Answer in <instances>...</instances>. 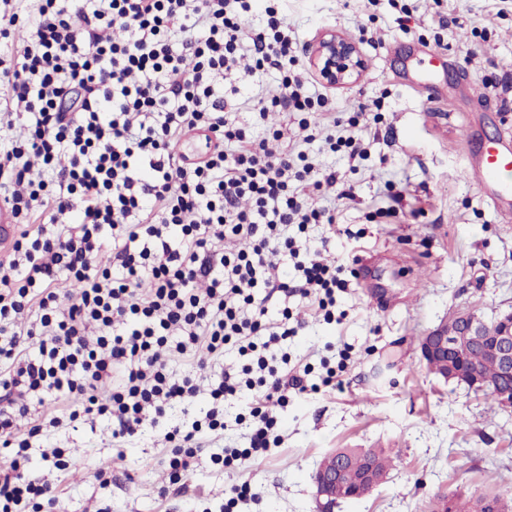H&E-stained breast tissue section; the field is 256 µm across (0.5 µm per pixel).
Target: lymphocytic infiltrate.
Returning a JSON list of instances; mask_svg holds the SVG:
<instances>
[{"mask_svg": "<svg viewBox=\"0 0 512 512\" xmlns=\"http://www.w3.org/2000/svg\"><path fill=\"white\" fill-rule=\"evenodd\" d=\"M256 8V0H42L29 20L0 7V36L26 33L20 51L0 52V98L28 121L24 140L0 142V199L23 226L0 262V446L14 452L0 468V512H23L30 501L60 506L25 469L29 439L43 426L17 436L24 397L79 395L70 420L109 415L130 434L198 389L191 376L167 373L166 355L202 361L234 347L240 372L212 386L203 419L169 434V464L185 470L198 434L219 426L224 400L251 391L247 444L264 453L285 389L308 391L309 368L283 372L268 361L297 329L287 310L266 321L259 292L315 298L334 319L344 265L301 255L281 229L334 223L298 187L335 184L336 173L306 164L305 153L271 151L279 132L247 137L224 111L217 78L240 69L280 74L274 92L254 99L258 118L323 106L292 71L298 42L285 17L267 5L257 29ZM193 132L215 144L188 163L175 146ZM228 239L237 244L230 253ZM286 256L291 277L280 268ZM62 274L77 293L57 291ZM32 308L36 320L15 330V317Z\"/></svg>", "mask_w": 512, "mask_h": 512, "instance_id": "lymphocytic-infiltrate-1", "label": "lymphocytic infiltrate"}]
</instances>
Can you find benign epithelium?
Returning a JSON list of instances; mask_svg holds the SVG:
<instances>
[{
	"mask_svg": "<svg viewBox=\"0 0 512 512\" xmlns=\"http://www.w3.org/2000/svg\"><path fill=\"white\" fill-rule=\"evenodd\" d=\"M311 72L329 87L355 82L362 73L363 62L358 45L351 39L328 31L322 34L311 48ZM495 332L489 331L490 322L475 308L458 310L448 315L435 329L420 340V350L427 369L451 354L462 355L479 351L495 359L499 378H486L467 371L455 360L447 364L449 371L440 374L443 379H455L481 394L496 397L504 406L512 405V388L501 386L500 379H512V313L494 319ZM384 480V475L372 462H367L357 484L344 485L336 470L317 469L314 475L316 497L331 506L338 500L360 499L370 495Z\"/></svg>",
	"mask_w": 512,
	"mask_h": 512,
	"instance_id": "obj_1",
	"label": "benign epithelium"
}]
</instances>
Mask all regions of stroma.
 Listing matches in <instances>:
<instances>
[{
    "mask_svg": "<svg viewBox=\"0 0 512 512\" xmlns=\"http://www.w3.org/2000/svg\"><path fill=\"white\" fill-rule=\"evenodd\" d=\"M278 7L299 42L298 72L325 98L322 124L359 116L352 133L365 156L352 163L342 150L306 148L309 162L338 177L311 193L334 207L335 221L308 225V244L327 263L359 259L336 303L345 319L326 323L281 292L267 318L288 307L304 321L281 349L314 375L322 359L348 348L343 389L288 392L276 411V446L228 467L212 455L244 448L248 428L235 418L249 408L243 397L226 401V429L203 431L188 471H176L167 432L210 406L212 383L237 367L238 356L173 359L169 373L195 378L196 395L130 436L113 437L116 424L106 416L68 421L79 396L29 401L18 428L44 413L62 422L32 439L26 468L54 488L64 512H322L313 476L323 458L339 448H382L398 466L370 495L339 501L332 512H428L439 493L495 494L512 512V408L428 372L418 349L455 309L475 305L488 318L512 311V213L482 196L470 169L472 137L512 139V0H278ZM327 30L361 50L365 68L352 85L326 87L308 70L309 47ZM429 72L442 95L422 87ZM233 83L225 110L249 125L254 96L276 90L279 76L242 73ZM46 448L64 449L68 468L46 462ZM244 483L249 497L228 505V490Z\"/></svg>",
    "mask_w": 512,
    "mask_h": 512,
    "instance_id": "obj_1",
    "label": "stroma"
}]
</instances>
